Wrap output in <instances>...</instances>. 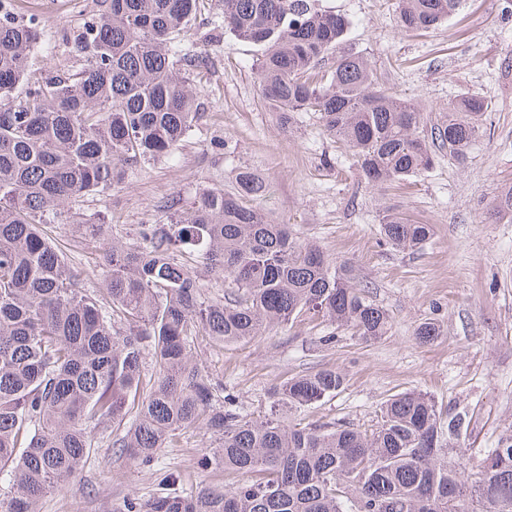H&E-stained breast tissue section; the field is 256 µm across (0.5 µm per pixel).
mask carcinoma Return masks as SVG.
I'll list each match as a JSON object with an SVG mask.
<instances>
[{"mask_svg":"<svg viewBox=\"0 0 512 512\" xmlns=\"http://www.w3.org/2000/svg\"><path fill=\"white\" fill-rule=\"evenodd\" d=\"M463 0H399L398 28L430 30ZM206 0H101L62 39L77 58L52 76L36 66L42 20L0 0V512H40L105 442L151 466L188 430L210 438L204 471L239 477L180 488L178 471L119 512H512V435L475 464L449 459L473 413L438 409L414 391L381 407L377 425L243 415L194 360L199 336L249 341L303 316L363 339L388 316L351 283V269L248 205L264 190L241 170L232 191L167 199L168 224H143L142 244L86 224L88 253L106 250L104 287L53 244L42 225L72 200L103 194L126 167L177 153L199 120L203 56L183 47ZM224 31L260 48L263 100L287 123L318 112L374 183L426 171L433 147L462 161L489 103L470 94L425 129L416 106L380 87L367 57L344 46L348 22L318 0H220ZM385 241L421 248L431 226L401 214ZM234 291L205 296L201 271ZM345 383L334 368L289 378L273 404L301 413Z\"/></svg>","mask_w":512,"mask_h":512,"instance_id":"obj_1","label":"carcinoma"}]
</instances>
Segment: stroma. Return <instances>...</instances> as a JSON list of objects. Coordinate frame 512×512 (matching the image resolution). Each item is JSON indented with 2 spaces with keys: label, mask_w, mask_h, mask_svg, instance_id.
Here are the masks:
<instances>
[{
  "label": "stroma",
  "mask_w": 512,
  "mask_h": 512,
  "mask_svg": "<svg viewBox=\"0 0 512 512\" xmlns=\"http://www.w3.org/2000/svg\"><path fill=\"white\" fill-rule=\"evenodd\" d=\"M44 27L34 49L38 67L55 71L75 60L66 30L81 25L99 0H15ZM398 0H319L322 10L348 21L345 40L362 51L381 86L419 103L427 124L439 123L463 95L490 104L484 133L464 162L437 151L430 169L402 183L377 185L365 178L352 153L327 135L316 112L295 113L289 126L262 100L253 64L258 48L224 31V15L199 12L187 38L205 60L199 99L201 118L181 150L147 168H129L106 193L72 201L47 227L102 287L104 252L80 248L79 226L108 216V235L135 239L140 225L164 224L166 195L193 199L199 185L228 189L240 168L260 173L265 194L255 202L264 216L290 225L338 261L348 262L354 282L387 311L384 336L363 340L330 324L295 322L254 340L217 345L198 337L194 358L204 373L251 415L271 409L269 390L289 377L336 368L346 383L336 396L307 410L309 421L377 422L381 405L409 390L436 404L474 411L477 422L458 453L476 462L512 431V217L497 213L512 191V0H464L435 30L401 33ZM223 139L215 149L214 139ZM431 225L418 251H399L381 233L385 211ZM441 334L420 341L425 321ZM208 439L184 433L152 467L102 447L62 491L48 494L40 512H113L124 497L148 498L161 475L178 467L185 482L204 477L198 460Z\"/></svg>",
  "instance_id": "1"
}]
</instances>
